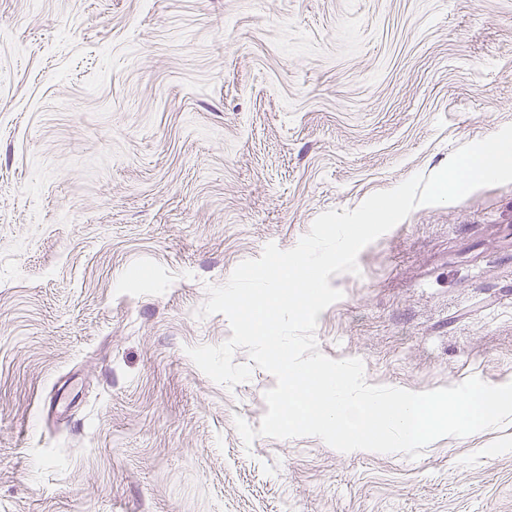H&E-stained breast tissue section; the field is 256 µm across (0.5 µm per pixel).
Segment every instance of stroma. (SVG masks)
<instances>
[{"mask_svg": "<svg viewBox=\"0 0 512 512\" xmlns=\"http://www.w3.org/2000/svg\"><path fill=\"white\" fill-rule=\"evenodd\" d=\"M512 124V0H0V512H512V420L419 458L256 437L199 317L268 243ZM319 351L512 382V183L364 247Z\"/></svg>", "mask_w": 512, "mask_h": 512, "instance_id": "1", "label": "stroma"}]
</instances>
